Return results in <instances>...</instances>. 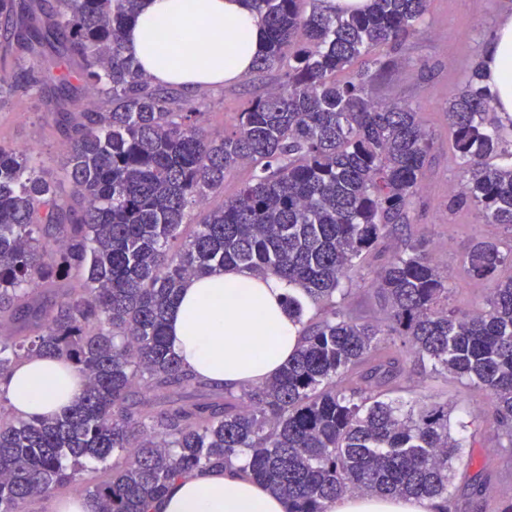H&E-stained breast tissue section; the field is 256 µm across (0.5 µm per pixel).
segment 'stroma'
Returning a JSON list of instances; mask_svg holds the SVG:
<instances>
[{
  "label": "stroma",
  "mask_w": 512,
  "mask_h": 512,
  "mask_svg": "<svg viewBox=\"0 0 512 512\" xmlns=\"http://www.w3.org/2000/svg\"><path fill=\"white\" fill-rule=\"evenodd\" d=\"M506 15H512V0H429L424 29L394 52L391 72L373 88L379 96L407 101L417 109L432 148L411 223L387 236L369 262L376 266L388 260L405 240L426 239L432 256L452 277L450 305L464 312L482 305L488 294L487 286L475 284L464 272L466 248L479 240L510 248L512 230L483 223L471 208L448 211V189L462 177L451 161L448 101L476 71L485 41ZM282 80L278 69L252 72L201 90L193 101L204 114L207 131L217 138L249 98ZM84 96L78 83L66 96L50 83L21 99L4 96L0 139L42 154L49 172H56L63 159L61 138L51 134L46 121L60 112L80 111ZM405 386L409 400L435 396L448 401L452 433L470 440L471 456L453 464L448 512H497L503 501L512 499V447H502L494 437L485 395L455 379L432 377L429 366L413 358L407 363Z\"/></svg>",
  "instance_id": "obj_1"
}]
</instances>
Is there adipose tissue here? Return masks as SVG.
<instances>
[{
  "instance_id": "obj_1",
  "label": "adipose tissue",
  "mask_w": 512,
  "mask_h": 512,
  "mask_svg": "<svg viewBox=\"0 0 512 512\" xmlns=\"http://www.w3.org/2000/svg\"><path fill=\"white\" fill-rule=\"evenodd\" d=\"M265 44L260 18L244 0H146L125 31L128 56L154 81L191 96L249 73ZM482 80L503 120L512 119V16L500 20L482 52ZM287 281L225 267L190 280L168 320L169 345L183 364L228 388L276 374L301 340L283 298ZM13 409L26 417L62 413L82 394L74 369L54 358L19 365L8 384ZM248 452L221 469L187 476L154 512H285L283 501L246 472ZM439 502L348 493L330 512H442Z\"/></svg>"
}]
</instances>
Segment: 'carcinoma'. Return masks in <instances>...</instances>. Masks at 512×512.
<instances>
[{
    "instance_id": "cac0c4a2",
    "label": "carcinoma",
    "mask_w": 512,
    "mask_h": 512,
    "mask_svg": "<svg viewBox=\"0 0 512 512\" xmlns=\"http://www.w3.org/2000/svg\"><path fill=\"white\" fill-rule=\"evenodd\" d=\"M266 32L254 70L286 68L280 85L213 138L202 113L152 83L124 49L145 0H59L0 52L62 47L51 69L23 62L8 91L82 83L91 101L59 112L70 145L63 193L41 156L0 140V401L16 365L53 357L86 380L62 414L0 411V512L82 479L84 461L111 474L93 485L94 512H152L181 478L222 468L242 450L248 474L285 512H328L346 493L448 501L465 454L448 404L406 403V356L484 393L496 438L512 447V249L476 241L465 271L490 285L471 312L448 306V273L414 239L370 270L385 318L353 314L343 283L410 221L431 142L407 102L372 92L397 48L424 25L428 0H371L349 16L325 0H245ZM349 71L345 81L336 73ZM478 74L448 103L452 160L463 169L448 209L471 206L512 229V125ZM251 179L217 207L224 174ZM234 266L302 287L285 297L302 325L273 379L226 389L173 354L167 318L188 279ZM185 386L208 402L164 399Z\"/></svg>"
}]
</instances>
